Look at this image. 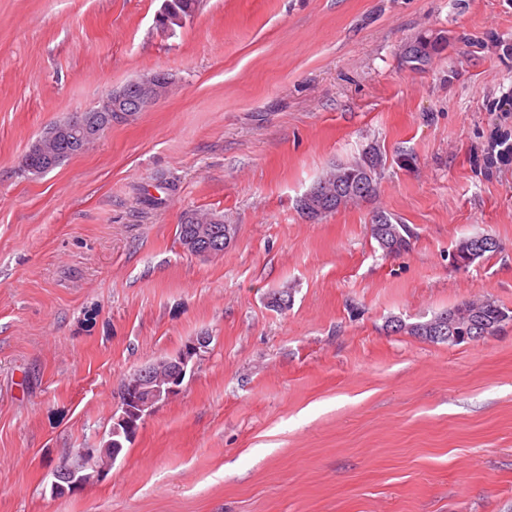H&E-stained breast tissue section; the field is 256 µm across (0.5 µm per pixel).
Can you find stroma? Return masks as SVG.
Masks as SVG:
<instances>
[{
  "label": "stroma",
  "instance_id": "35a3bbf8",
  "mask_svg": "<svg viewBox=\"0 0 512 512\" xmlns=\"http://www.w3.org/2000/svg\"><path fill=\"white\" fill-rule=\"evenodd\" d=\"M0 0V512H512V323L453 345L393 331L470 299L512 310V0ZM448 47L420 71V34ZM175 79L41 176L52 123ZM375 197L311 221L329 166ZM190 209L236 232L184 252ZM413 232L382 254L374 210ZM500 249L460 269L459 239ZM289 290L287 310L268 304ZM179 394L99 479L129 373L199 335ZM174 4V9H173ZM199 0H163L160 10L155 16V22L158 24L162 19L167 17L166 22L163 24V30L175 32L176 28H182L186 20L191 18L197 11ZM444 50L442 38L437 36H419L411 42L403 52V61L412 70L421 69L420 66L428 64L434 56ZM119 428L121 429V432L118 435L112 436V430L109 433L110 438L105 442L102 448H95L94 452L90 454L88 457L83 459L82 464L79 466L83 469V474L87 475L88 481L93 477L92 473L87 472L93 470V472L98 473L97 470H94L97 466V463L99 461L103 462V459L112 461V454L118 452L119 455H121L125 450V444L130 443L132 440V437L136 434V431L138 430L137 427L134 428V430L131 432V436L127 433V431L124 429V427L121 424H118ZM113 441V442H112ZM114 441H119L121 448H115Z\"/></svg>",
  "mask_w": 512,
  "mask_h": 512
}]
</instances>
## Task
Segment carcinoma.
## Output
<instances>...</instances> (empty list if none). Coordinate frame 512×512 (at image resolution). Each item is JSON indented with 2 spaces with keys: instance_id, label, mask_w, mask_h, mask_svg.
<instances>
[{
  "instance_id": "carcinoma-1",
  "label": "carcinoma",
  "mask_w": 512,
  "mask_h": 512,
  "mask_svg": "<svg viewBox=\"0 0 512 512\" xmlns=\"http://www.w3.org/2000/svg\"><path fill=\"white\" fill-rule=\"evenodd\" d=\"M173 4L174 9L162 26V29L170 32L183 27L186 20L195 14L199 0H173ZM443 50L442 39L436 36H420L404 49L403 61L410 69L418 70ZM382 163V156L374 150H369L350 162L336 164L329 168L313 183V186L321 187L323 198V211L315 216V219L318 220L351 203H357L375 195ZM367 169L373 170V175L369 178L365 177ZM207 223H209V216L201 215L194 210L185 212L181 224L178 225L180 245H185V240L192 234L194 226ZM371 236L384 253L388 251L400 255L407 252L411 246L412 232L409 226L399 222L393 214L384 210L376 211L375 218L371 219ZM498 250L499 244L495 242L491 247L479 251L471 237L463 238L456 244L457 255L471 264L485 257L486 254ZM445 313L453 314L456 329L454 337L446 333L442 334L433 327V324ZM510 322H512V315L508 311L486 299L461 303L423 322L407 325L396 320L391 322V328L424 340L459 344L464 342L466 336H494ZM131 440L132 437L123 429L118 435L110 437L103 447L94 449V452L84 459L79 458L77 451H72L70 457L58 467V471L61 472L72 463L79 461L83 471L87 472V478L90 479L92 478L91 470L96 468L99 461L112 459V454L116 452L123 453V445Z\"/></svg>"
}]
</instances>
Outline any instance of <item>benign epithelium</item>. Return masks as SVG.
Masks as SVG:
<instances>
[{
	"label": "benign epithelium",
	"instance_id": "7a95c632",
	"mask_svg": "<svg viewBox=\"0 0 512 512\" xmlns=\"http://www.w3.org/2000/svg\"><path fill=\"white\" fill-rule=\"evenodd\" d=\"M173 78L165 72H155L135 79L126 85L114 89L106 96V106L88 109V114L80 121L72 122L69 126L56 132L58 140L75 139L82 148H87L98 140L105 131L112 127L111 119L123 121L131 112H142L160 99L161 94L170 88ZM24 160L32 168L52 170L55 156L45 153L40 145H35L27 151ZM214 228L202 225L195 229L193 235L185 241L184 250L195 256L207 257L213 255V245L210 235ZM210 339L198 336L186 345L180 352L171 355L165 372L156 373L153 370H138L136 380L131 383L129 390L120 395L122 408L127 404H135L140 409L139 420L143 421L153 411L152 404L161 398L169 399L181 389L187 373L193 371L201 351L207 348ZM61 482L54 484L57 492L70 493L83 486L81 479L76 477L74 469L66 471L65 476L55 475Z\"/></svg>",
	"mask_w": 512,
	"mask_h": 512
}]
</instances>
